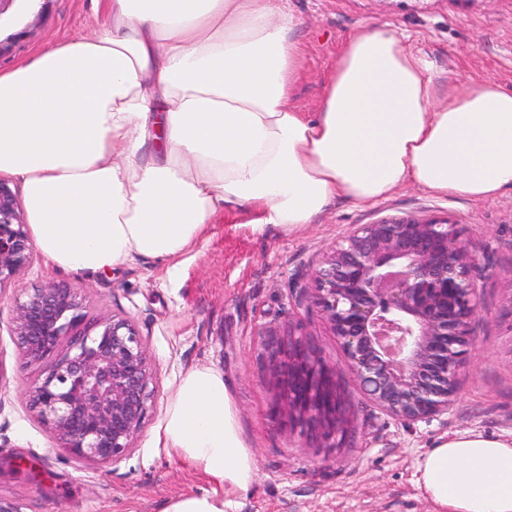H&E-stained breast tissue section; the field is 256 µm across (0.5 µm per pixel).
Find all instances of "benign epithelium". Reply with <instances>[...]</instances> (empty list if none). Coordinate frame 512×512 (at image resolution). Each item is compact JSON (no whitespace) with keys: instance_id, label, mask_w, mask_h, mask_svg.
Instances as JSON below:
<instances>
[{"instance_id":"obj_1","label":"benign epithelium","mask_w":512,"mask_h":512,"mask_svg":"<svg viewBox=\"0 0 512 512\" xmlns=\"http://www.w3.org/2000/svg\"><path fill=\"white\" fill-rule=\"evenodd\" d=\"M36 256L24 210L0 179V290ZM475 266L462 225L433 217L358 224L324 252L314 287L301 294L324 314L344 363L329 364L299 336L290 341L273 382L293 424L320 430L326 448L341 447L354 430L344 371L401 423L448 412L479 310ZM13 312L20 358L40 369L25 392L28 408L79 462L105 466L127 457L155 378L134 322L118 314L92 321L78 289L55 282L15 296Z\"/></svg>"}]
</instances>
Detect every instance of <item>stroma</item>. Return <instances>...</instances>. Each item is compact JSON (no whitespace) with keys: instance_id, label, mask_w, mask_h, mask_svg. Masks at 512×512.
<instances>
[{"instance_id":"1","label":"stroma","mask_w":512,"mask_h":512,"mask_svg":"<svg viewBox=\"0 0 512 512\" xmlns=\"http://www.w3.org/2000/svg\"><path fill=\"white\" fill-rule=\"evenodd\" d=\"M301 16L291 104L316 111L343 48L363 25L397 30L440 72L464 81L493 79L512 88V0H289ZM106 20L91 0H0V69L54 42L93 33ZM452 214L476 262L480 308L446 414L412 425L387 416L353 382L344 392L355 430L342 448L320 445L276 412L272 370L302 336L330 364L344 356L320 309L300 298L313 285L323 252L357 224L386 215ZM253 213L226 212L205 241L166 273L152 261L92 277L35 258L0 292V512H160L170 500L211 489L210 478L157 448L164 409L182 371H223L257 481L240 512H432L417 464L439 437L471 430L512 435V191L473 203L414 187L368 206L331 205L316 223L284 235L253 229ZM63 282L85 295L90 316L136 324L155 363L152 398L136 446L105 467L71 460L25 403L38 374L23 366L10 334L16 294Z\"/></svg>"}]
</instances>
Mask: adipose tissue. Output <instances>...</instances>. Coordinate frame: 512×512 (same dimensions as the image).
Instances as JSON below:
<instances>
[{"mask_svg":"<svg viewBox=\"0 0 512 512\" xmlns=\"http://www.w3.org/2000/svg\"><path fill=\"white\" fill-rule=\"evenodd\" d=\"M107 21L0 70V173L18 180L37 249L89 275L139 259L176 267L224 212L293 233L334 202L413 186L473 202L512 190V89L449 78L370 23L317 111L291 104L300 19L285 0H103ZM158 441L215 491L162 512H236L257 477L223 373L196 365ZM434 512H512V438L463 431L417 465Z\"/></svg>","mask_w":512,"mask_h":512,"instance_id":"1","label":"adipose tissue"}]
</instances>
